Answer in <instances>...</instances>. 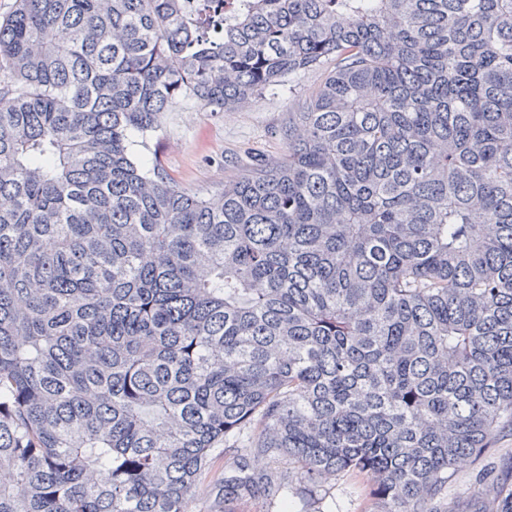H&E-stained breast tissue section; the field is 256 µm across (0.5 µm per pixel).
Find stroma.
Returning a JSON list of instances; mask_svg holds the SVG:
<instances>
[{
    "instance_id": "35a3bbf8",
    "label": "stroma",
    "mask_w": 512,
    "mask_h": 512,
    "mask_svg": "<svg viewBox=\"0 0 512 512\" xmlns=\"http://www.w3.org/2000/svg\"><path fill=\"white\" fill-rule=\"evenodd\" d=\"M323 72L312 71L289 84L247 100L237 108L210 112L191 101L179 102L161 120L160 129L146 146L134 147L138 157H158L166 173L183 189L200 194L223 190L226 182L247 170L285 154L281 135L288 114L319 89ZM512 450V431H494L490 448L480 461L467 463L448 479L450 512H473L474 497L481 484L501 480L512 484V473L498 470L501 457ZM280 471L288 475L286 499L231 504V512H376L370 494V477L342 474L311 487L290 472L287 462Z\"/></svg>"
}]
</instances>
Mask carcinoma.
Here are the masks:
<instances>
[{
  "mask_svg": "<svg viewBox=\"0 0 512 512\" xmlns=\"http://www.w3.org/2000/svg\"><path fill=\"white\" fill-rule=\"evenodd\" d=\"M325 69L217 195L134 137ZM512 429V0H15L0 20V512L374 478L441 512ZM476 512H512V492Z\"/></svg>",
  "mask_w": 512,
  "mask_h": 512,
  "instance_id": "carcinoma-1",
  "label": "carcinoma"
}]
</instances>
